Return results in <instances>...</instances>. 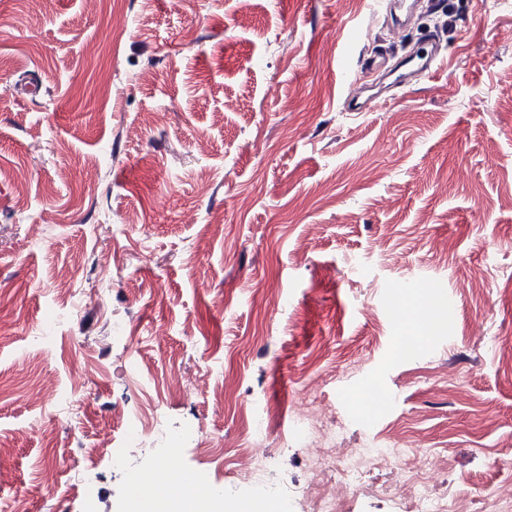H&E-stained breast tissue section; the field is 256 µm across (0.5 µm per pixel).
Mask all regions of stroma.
I'll return each mask as SVG.
<instances>
[{"label": "stroma", "mask_w": 512, "mask_h": 512, "mask_svg": "<svg viewBox=\"0 0 512 512\" xmlns=\"http://www.w3.org/2000/svg\"><path fill=\"white\" fill-rule=\"evenodd\" d=\"M438 8L394 40L372 0H0V503L126 512L121 408L215 450L132 471L172 455L225 503L306 512L319 408L363 463L345 512H408L423 455L432 498L512 512V0ZM433 29L434 72L348 110ZM446 302L452 330L419 324ZM151 427L160 435L166 445H171L174 442L180 444L194 445L203 453H209L212 448L210 441L203 435L200 428L194 425H187L178 430H170L162 422L159 416H155L152 420Z\"/></svg>", "instance_id": "35a3bbf8"}]
</instances>
